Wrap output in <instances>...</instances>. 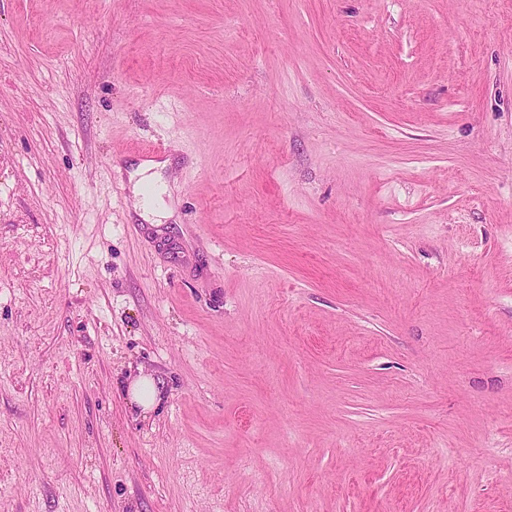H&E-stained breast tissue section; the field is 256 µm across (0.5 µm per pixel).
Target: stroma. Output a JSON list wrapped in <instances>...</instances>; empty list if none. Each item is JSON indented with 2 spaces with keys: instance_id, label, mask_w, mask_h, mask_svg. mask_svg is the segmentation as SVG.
I'll use <instances>...</instances> for the list:
<instances>
[{
  "instance_id": "1",
  "label": "stroma",
  "mask_w": 512,
  "mask_h": 512,
  "mask_svg": "<svg viewBox=\"0 0 512 512\" xmlns=\"http://www.w3.org/2000/svg\"><path fill=\"white\" fill-rule=\"evenodd\" d=\"M0 512H512V0H0ZM169 164L170 159L166 158L162 161H144L138 166L137 173L141 174L142 178L133 186V192L138 198L135 209L139 217L144 219L146 222L160 224V218H170L173 216V210L171 208L162 210L164 203L163 196L168 194V186L161 180L157 171L165 169ZM143 183H149L155 187L153 195L146 197L142 193L141 186ZM157 381L153 377L139 374L136 379L132 380L127 388V395L129 402L133 406L136 405L143 410H153L158 404V397L160 395V388Z\"/></svg>"
}]
</instances>
